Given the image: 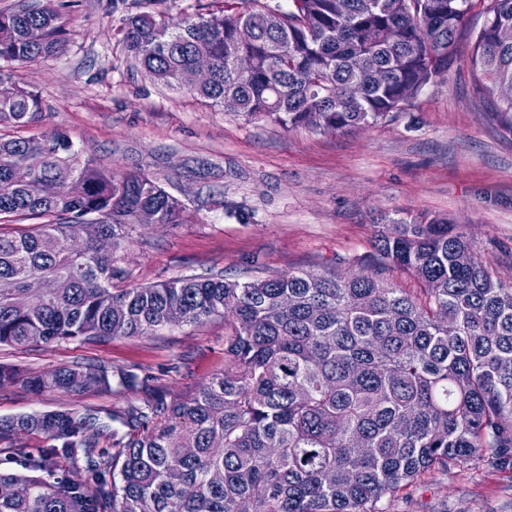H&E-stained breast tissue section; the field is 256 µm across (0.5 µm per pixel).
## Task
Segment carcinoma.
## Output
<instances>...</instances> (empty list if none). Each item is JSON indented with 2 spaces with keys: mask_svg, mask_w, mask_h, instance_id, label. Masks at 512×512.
Wrapping results in <instances>:
<instances>
[{
  "mask_svg": "<svg viewBox=\"0 0 512 512\" xmlns=\"http://www.w3.org/2000/svg\"><path fill=\"white\" fill-rule=\"evenodd\" d=\"M470 0H234L178 27L143 12L122 40L154 79L226 112L288 127L347 132L404 108L454 62ZM253 36L237 40L238 29ZM512 0H491L474 48L475 98L512 134ZM0 59L35 62L62 51L65 22L51 3L0 13ZM210 62L207 84L194 63ZM362 89L343 97L346 85ZM39 96L0 86V124L36 122ZM36 173L11 182L14 164ZM78 179L80 198L66 193ZM185 204L144 174L81 158L59 134L48 147L0 138V345L105 341L221 318L224 370L174 402L152 396L112 432V456L92 460L97 417L77 408L0 421V441L37 433L51 444L0 483L27 489L0 512H384L381 503L448 465L488 454L512 467V283L441 218L392 221L362 271L295 272L249 281L180 276L118 288L117 252L149 217L181 224ZM101 217L112 248L48 252L43 240L78 234ZM28 219L29 226L18 221ZM421 284L408 292L395 272ZM27 294L34 309L18 310ZM131 388L137 376L105 366L21 376L0 364V383L35 392ZM83 452L89 481L60 460Z\"/></svg>",
  "mask_w": 512,
  "mask_h": 512,
  "instance_id": "carcinoma-1",
  "label": "carcinoma"
}]
</instances>
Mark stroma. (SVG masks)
<instances>
[{
  "mask_svg": "<svg viewBox=\"0 0 512 512\" xmlns=\"http://www.w3.org/2000/svg\"><path fill=\"white\" fill-rule=\"evenodd\" d=\"M197 0H53L69 30L63 51L32 63L0 60V79L38 92L39 122L0 136L66 134L100 165L148 175L182 199L184 224H139L120 262L125 286L182 275L246 281L288 272L357 271L384 215H439L481 249L512 282V135L472 97L476 32L487 0H471L455 43L456 61L402 111L345 133L285 128L222 111L152 80L127 53L129 15L176 20ZM223 320L165 328L102 343L0 345V363L27 373L76 364L138 376L134 390L44 391L0 384V420L71 408L95 411L113 431L153 392L183 398L224 368ZM385 512H512V473L487 460L449 466L384 502Z\"/></svg>",
  "mask_w": 512,
  "mask_h": 512,
  "instance_id": "1",
  "label": "stroma"
}]
</instances>
